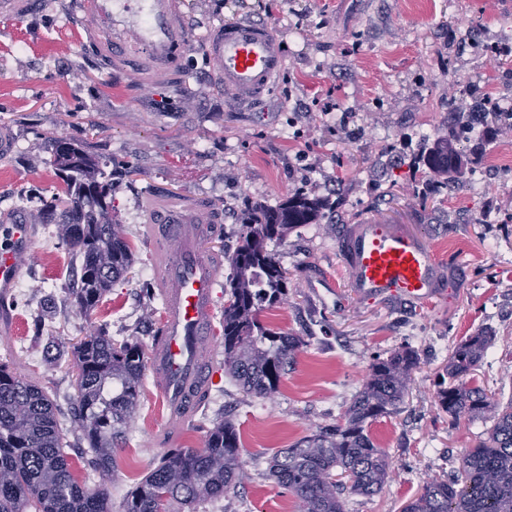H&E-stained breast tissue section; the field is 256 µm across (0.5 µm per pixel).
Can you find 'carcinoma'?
<instances>
[{
  "mask_svg": "<svg viewBox=\"0 0 512 512\" xmlns=\"http://www.w3.org/2000/svg\"><path fill=\"white\" fill-rule=\"evenodd\" d=\"M476 111L460 121L451 116L417 164L451 190L464 175L467 158L458 145L477 124L496 120L512 127V108L473 98ZM55 165L65 188L39 223L54 219L62 244L80 259V287L73 291L79 311H93L132 267L134 254L123 225L112 219L107 198L112 184L99 181L98 162L71 141L56 142ZM329 200L295 194L275 207L256 204L243 213L240 242L230 256L222 318L224 372L243 391L273 399L302 340L271 328L261 313L288 298V272L271 249L302 224H320ZM495 337L481 331L460 340L436 384L438 407L454 419L492 422L487 436L463 456V479L434 477L404 512H512V405L469 385L468 378ZM77 413L74 429L86 442L87 464L107 473L114 449L127 437L138 406L147 357L142 344L112 339L103 327L81 340L73 354ZM419 367L417 351L392 350L375 357L360 390L340 420L317 428L268 462V471L291 492L298 512H345L342 494L370 497L390 477L387 453L372 441L369 424L403 402ZM64 431L54 401L37 384L0 363V512H110L108 488L78 480L64 451ZM249 474L241 460L237 428L213 421L201 448H172L157 461L125 502L124 512L191 510L241 487Z\"/></svg>",
  "mask_w": 512,
  "mask_h": 512,
  "instance_id": "carcinoma-1",
  "label": "carcinoma"
}]
</instances>
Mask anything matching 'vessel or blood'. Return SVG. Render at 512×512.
<instances>
[{
	"mask_svg": "<svg viewBox=\"0 0 512 512\" xmlns=\"http://www.w3.org/2000/svg\"><path fill=\"white\" fill-rule=\"evenodd\" d=\"M90 18L86 51L107 58L144 85L169 81L194 38L184 0H76ZM40 0H0V17L24 19ZM213 82L238 100H262L286 65L281 39L263 22L236 20L211 26L204 36ZM154 281L163 309L152 340L149 371L161 396V436L191 421L212 383L215 289L224 261L208 250L217 232L208 201L146 197ZM33 250V227L10 215L0 220V296L12 292ZM351 286L360 295H390L428 303L437 297L446 263L420 236L395 224L364 221L343 243Z\"/></svg>",
	"mask_w": 512,
	"mask_h": 512,
	"instance_id": "vessel-or-blood-1",
	"label": "vessel or blood"
}]
</instances>
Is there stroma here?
<instances>
[{"mask_svg":"<svg viewBox=\"0 0 512 512\" xmlns=\"http://www.w3.org/2000/svg\"><path fill=\"white\" fill-rule=\"evenodd\" d=\"M41 3L27 19L0 18V127L14 142L0 157V212L34 222V208L62 192L53 159L65 137L111 176L112 215L135 255L131 272L87 316L71 296L79 261L46 243L37 224L39 257L21 273L27 298L12 311L11 333L0 334V362L54 399L77 477L106 485L111 512H124L127 494L167 450L155 440L162 408L149 378L113 472L86 469L73 430V345L105 324L113 339L147 347L159 322L161 300L145 293L150 190L209 200L220 218L210 245L223 254L252 204L274 205L297 191L336 204L328 222L299 226L273 246L288 273V299L262 318L303 339L279 395L249 396L216 373L194 422L175 433L176 445L199 448L223 417L240 434L249 481L197 512H296L293 495L267 473L268 460L335 423L373 357L406 346L420 360L410 393L370 428L389 456L390 477L377 495H346V512H403L428 478L459 476L465 451L488 429L479 419L451 421L435 404L438 375L461 338L493 332L473 382L512 404V178L483 177L507 143L500 136L479 152L462 144L479 181L462 177L427 204L414 198L424 176L413 161L460 99L474 91L497 100L512 90V58L483 49L512 43V0H186L195 38L235 19L265 22L282 38L286 68L256 107L214 87L198 47L184 56L177 84L144 88L132 73L101 69L83 52L90 23L73 0ZM326 102L331 112H322ZM367 219L402 225L451 259L435 306L352 293L338 244ZM36 311L45 316L39 337ZM48 347L58 353L51 367L42 361Z\"/></svg>","mask_w":512,"mask_h":512,"instance_id":"35a3bbf8","label":"stroma"}]
</instances>
